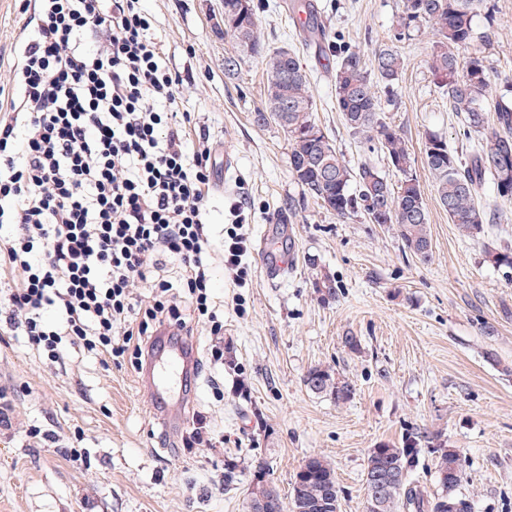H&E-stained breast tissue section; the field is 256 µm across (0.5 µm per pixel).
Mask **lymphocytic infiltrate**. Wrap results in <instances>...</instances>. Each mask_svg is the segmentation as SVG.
Listing matches in <instances>:
<instances>
[{
    "mask_svg": "<svg viewBox=\"0 0 512 512\" xmlns=\"http://www.w3.org/2000/svg\"><path fill=\"white\" fill-rule=\"evenodd\" d=\"M34 19L18 97L0 109V275L22 280L0 290L8 330L52 361L66 341L135 364L164 335L202 323L223 335L209 275L216 155L205 133L184 145L192 115L151 18L140 0H41ZM229 212L224 268L241 287L250 240L240 202Z\"/></svg>",
    "mask_w": 512,
    "mask_h": 512,
    "instance_id": "1",
    "label": "lymphocytic infiltrate"
}]
</instances>
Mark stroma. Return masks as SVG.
I'll use <instances>...</instances> for the list:
<instances>
[{"instance_id":"35a3bbf8","label":"stroma","mask_w":512,"mask_h":512,"mask_svg":"<svg viewBox=\"0 0 512 512\" xmlns=\"http://www.w3.org/2000/svg\"><path fill=\"white\" fill-rule=\"evenodd\" d=\"M267 46L296 51L317 104L315 119L350 165L369 161L391 184L400 176L380 152L348 131L334 107L329 51L305 44L289 18L290 0H255ZM340 41L372 52L388 42L404 0H315ZM167 57L180 71L182 106L205 128L216 152L235 161L209 194L212 293L224 306V369L210 365L206 325L192 341L202 360L188 395L155 407L153 385L130 359L68 347L51 362L24 337H0V512H246L255 469L288 500L312 456L331 460L340 512H364V468L371 448L419 441L411 475L439 493L434 448L463 458L459 490L471 512H512V281L484 260V245L512 246V207L481 239L462 237L436 199L424 161L427 134L466 153L448 100L427 65L432 33L399 42L406 64L395 95L380 93L382 117L400 126L415 158L429 213L431 256L404 250L389 226L364 215L336 220L305 200L288 167V140L275 124L257 125L263 105L260 59L240 54L218 26L224 0H142ZM20 0H0V86L24 38ZM473 53L490 72L493 93L512 99V0H484L473 16ZM239 55L226 73L224 59ZM244 205L251 248L245 287L224 269L222 234L230 200ZM296 205L282 241L284 272L269 279L259 251L277 217ZM337 288L322 299L315 282ZM356 336L359 353L343 340ZM355 388L344 404L304 385L314 366ZM224 383L215 394V380ZM210 421L198 452L178 448L194 413ZM240 472L224 488V464Z\"/></svg>"}]
</instances>
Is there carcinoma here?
Instances as JSON below:
<instances>
[{
	"label": "carcinoma",
	"mask_w": 512,
	"mask_h": 512,
	"mask_svg": "<svg viewBox=\"0 0 512 512\" xmlns=\"http://www.w3.org/2000/svg\"><path fill=\"white\" fill-rule=\"evenodd\" d=\"M472 5L473 0H405L393 40L399 42L406 32L424 25L431 28L428 67L448 96V109L461 117L463 137L469 140L477 135L474 148L465 157L434 133L426 136L424 145L436 199L459 231L474 239L499 212L496 206L481 205L486 186L493 187L495 201L512 203V100L493 99L490 75L481 58L461 61L473 38ZM289 9L293 19L300 11L308 15L302 31L309 40L318 43L326 39L322 16L313 5L293 3ZM224 25V36L262 61L265 101L255 119L261 125L272 122L287 135L288 166L303 195L340 220L361 213L370 224L395 226L404 247L419 260H428L430 253L423 248L431 245V231L424 194L413 172L415 159L401 130L381 117L376 92L381 84L394 94L405 67L398 47L386 45L369 57L357 46H331L336 57V109L352 135L380 150L401 174L394 187L371 163L349 166L316 123V102L298 55L267 48L254 38L259 27L254 0H224ZM485 261L499 270L512 271V249L488 248ZM304 384L312 393L338 403L354 395L350 382L321 366L307 371ZM436 452L441 493L432 498L411 486L410 476L418 463L417 441L407 439L400 447L371 449L364 469L366 503L374 504L370 512H471L469 502L457 493L463 468L460 453L445 448ZM380 472H390L395 478L376 494L372 480ZM260 496L266 498L265 512H284L279 494L259 473L250 492L248 512H254V501ZM290 512H340V487L325 458L313 456L301 466L290 491Z\"/></svg>",
	"instance_id": "carcinoma-1"
}]
</instances>
